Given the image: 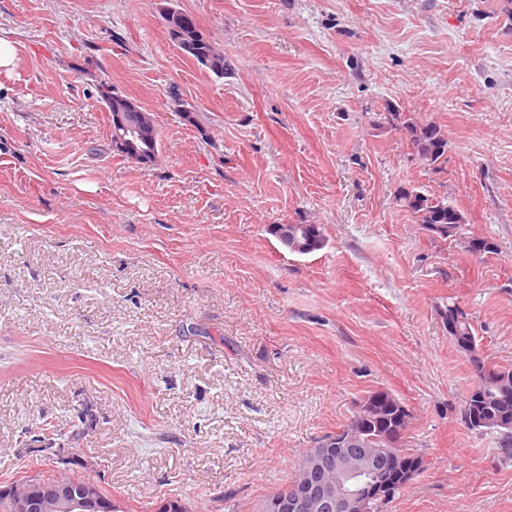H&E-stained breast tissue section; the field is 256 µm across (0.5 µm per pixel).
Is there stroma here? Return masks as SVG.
<instances>
[{
    "label": "stroma",
    "instance_id": "obj_1",
    "mask_svg": "<svg viewBox=\"0 0 512 512\" xmlns=\"http://www.w3.org/2000/svg\"><path fill=\"white\" fill-rule=\"evenodd\" d=\"M229 64L181 55L154 0H0V486L47 470L124 512H257L368 392L412 414L389 512H512V457L461 411L464 307L512 368V0H176ZM152 113L112 150L97 86ZM189 104L188 122L175 100ZM448 137L424 166L387 105ZM447 197L478 259L394 201ZM274 224H317L288 251ZM71 424L55 456L36 425ZM124 106V112H116L112 115L111 132L113 146L123 153L125 150H129V158L131 160L145 163L148 160L147 155L154 158L153 150L155 152L158 150L160 142L159 130L155 125L152 130L153 140L148 133V123L151 121L150 116L142 112L139 106L131 100L125 99ZM134 112L136 114H133ZM135 143H139L142 146V151L138 152L134 146ZM283 233L288 237V250L292 252V240L304 241L314 239L316 244L307 251L304 243H298L295 247L302 255H308L322 250L326 244V238L321 226L317 224H288V228H283ZM440 309L444 311V314L439 313ZM438 313L444 329L448 332V336H450L457 351L467 356L472 363L480 360L486 366L482 358L479 340L468 314L454 301L443 303Z\"/></svg>",
    "mask_w": 512,
    "mask_h": 512
}]
</instances>
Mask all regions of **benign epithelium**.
Instances as JSON below:
<instances>
[{"label":"benign epithelium","instance_id":"7a95c632","mask_svg":"<svg viewBox=\"0 0 512 512\" xmlns=\"http://www.w3.org/2000/svg\"><path fill=\"white\" fill-rule=\"evenodd\" d=\"M164 0L159 10L170 41L184 56L194 51V35L178 25L179 10ZM150 116L125 100L122 112L112 115V143L129 158L142 163L154 155L155 143L148 133ZM397 465L392 453L367 448L357 430L326 438L308 451L294 492L266 502L261 512H373L375 505L395 494L387 480ZM14 499L15 512H112V498L100 495L96 485L76 481L53 485L33 480L20 493L9 487L0 495Z\"/></svg>","mask_w":512,"mask_h":512}]
</instances>
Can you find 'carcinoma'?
<instances>
[{
    "mask_svg": "<svg viewBox=\"0 0 512 512\" xmlns=\"http://www.w3.org/2000/svg\"><path fill=\"white\" fill-rule=\"evenodd\" d=\"M188 32L200 35L197 39L194 58H211L218 61L221 70H226L228 63L224 55L201 36V31L189 16L183 17ZM385 124L401 133L404 140L411 146L420 162L426 166H436L446 161L448 154V137L442 128L433 122H417L413 118L399 112L393 106L388 107L384 116ZM397 205L411 213L414 221L421 230L437 237H450L462 242L474 244L485 242L483 237L468 236L465 232V216L462 211L448 198L435 196L416 186H399L394 194ZM313 239L316 244L310 252L322 250L326 238L321 226L317 224L288 225V240L304 241ZM441 321L448 332L458 352L467 356L470 361L482 359L479 340L474 332L468 314L454 301L442 305ZM492 378L484 381L479 388H472L465 396L464 404L475 407L478 421L469 422L471 429L484 431L493 430L499 434V444L502 452L512 456V402L506 403L501 399L502 391H512V369L507 367L491 368ZM385 399L374 418L364 423L363 432L368 445L372 448L390 451L398 456L400 467L409 468L415 463L422 462V457L412 448L405 447L404 438L410 427L412 414L395 406L398 397L390 392L379 390L365 396V399ZM43 439L47 444L42 451L53 450L55 437L61 435L60 425L45 421L41 424Z\"/></svg>",
    "mask_w": 512,
    "mask_h": 512,
    "instance_id": "1",
    "label": "carcinoma"
}]
</instances>
